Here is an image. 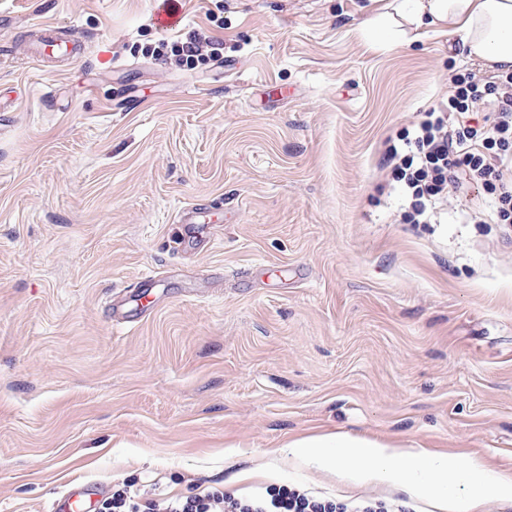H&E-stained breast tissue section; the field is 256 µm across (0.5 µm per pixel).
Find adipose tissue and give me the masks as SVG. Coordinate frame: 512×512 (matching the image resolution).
Here are the masks:
<instances>
[{
    "instance_id": "ef3b65f1",
    "label": "adipose tissue",
    "mask_w": 512,
    "mask_h": 512,
    "mask_svg": "<svg viewBox=\"0 0 512 512\" xmlns=\"http://www.w3.org/2000/svg\"><path fill=\"white\" fill-rule=\"evenodd\" d=\"M415 27L447 25L468 54L489 68H512V0H405ZM289 453L352 483L398 485L432 512H461L496 497L512 499V478L488 479L475 460L414 449L398 442L336 432L288 442Z\"/></svg>"
}]
</instances>
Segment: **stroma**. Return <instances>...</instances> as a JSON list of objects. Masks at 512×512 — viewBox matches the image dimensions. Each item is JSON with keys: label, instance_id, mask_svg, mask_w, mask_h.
Instances as JSON below:
<instances>
[{"label": "stroma", "instance_id": "obj_1", "mask_svg": "<svg viewBox=\"0 0 512 512\" xmlns=\"http://www.w3.org/2000/svg\"><path fill=\"white\" fill-rule=\"evenodd\" d=\"M385 2L0 0V512L77 479L426 512L284 452L322 430L512 475V236L468 223L480 188L398 223L380 163L475 62L439 23L365 32ZM44 23L70 42L42 62ZM195 30L236 70L156 54ZM147 275L155 307L115 323Z\"/></svg>", "mask_w": 512, "mask_h": 512}]
</instances>
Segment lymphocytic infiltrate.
<instances>
[{"label": "lymphocytic infiltrate", "mask_w": 512, "mask_h": 512, "mask_svg": "<svg viewBox=\"0 0 512 512\" xmlns=\"http://www.w3.org/2000/svg\"><path fill=\"white\" fill-rule=\"evenodd\" d=\"M450 91L390 144L383 160L402 187L411 208L403 222L433 223L437 205L448 194L480 187L495 194L494 219L512 224V70L483 76L450 69ZM490 114L472 121L477 106ZM104 512H407L403 505L376 500L342 503L293 486H268L244 496L209 489L189 497L151 498L115 494Z\"/></svg>", "instance_id": "obj_1"}]
</instances>
